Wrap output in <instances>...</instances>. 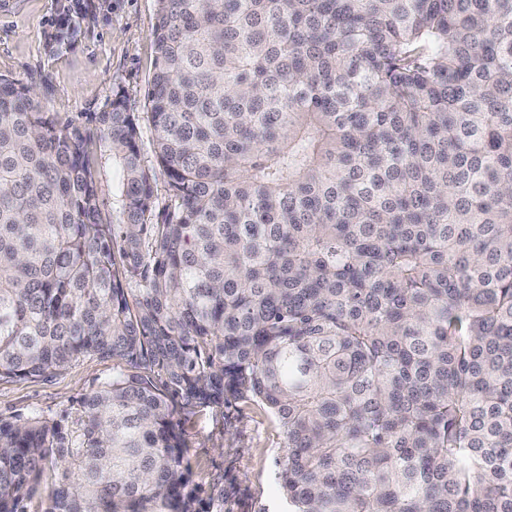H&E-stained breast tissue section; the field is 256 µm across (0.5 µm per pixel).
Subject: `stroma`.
Masks as SVG:
<instances>
[{
  "instance_id": "obj_1",
  "label": "stroma",
  "mask_w": 512,
  "mask_h": 512,
  "mask_svg": "<svg viewBox=\"0 0 512 512\" xmlns=\"http://www.w3.org/2000/svg\"><path fill=\"white\" fill-rule=\"evenodd\" d=\"M66 0H0V75L32 86L46 111L102 112L115 92L141 114L139 147L153 174L151 222L170 203L167 177L156 168L155 131L145 120L155 65L157 0H81L73 30L51 21ZM112 363L85 358L47 379L0 381V415L55 419L111 379ZM186 459L202 512H288L277 462L286 450L277 420L241 403L205 409L185 426Z\"/></svg>"
}]
</instances>
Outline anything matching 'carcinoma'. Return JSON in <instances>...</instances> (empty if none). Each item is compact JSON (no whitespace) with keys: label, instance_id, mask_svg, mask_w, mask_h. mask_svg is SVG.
Instances as JSON below:
<instances>
[{"label":"carcinoma","instance_id":"1","mask_svg":"<svg viewBox=\"0 0 512 512\" xmlns=\"http://www.w3.org/2000/svg\"><path fill=\"white\" fill-rule=\"evenodd\" d=\"M147 120L0 75V512H199L184 425L285 437L291 512H512V0H158ZM108 165L123 221L101 219ZM112 379V360L85 358L47 379L0 381V415L56 419L84 394Z\"/></svg>","mask_w":512,"mask_h":512}]
</instances>
